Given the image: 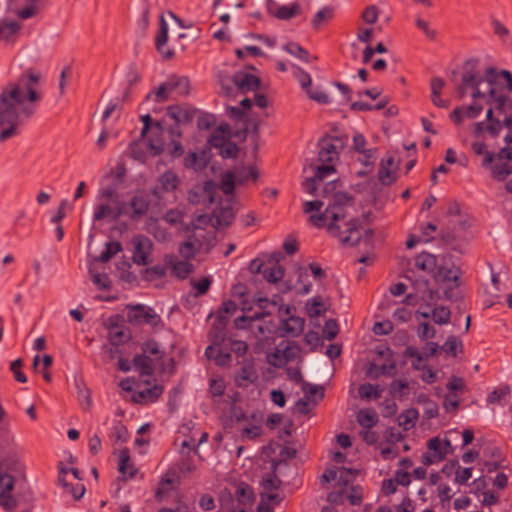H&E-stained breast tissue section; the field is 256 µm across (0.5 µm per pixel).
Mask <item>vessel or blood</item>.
Masks as SVG:
<instances>
[{"label": "vessel or blood", "instance_id": "b4317fda", "mask_svg": "<svg viewBox=\"0 0 512 512\" xmlns=\"http://www.w3.org/2000/svg\"><path fill=\"white\" fill-rule=\"evenodd\" d=\"M308 6V0H207L201 13L161 14L154 49L160 56L178 58L196 42L209 41L237 51L250 27L269 19L298 20Z\"/></svg>", "mask_w": 512, "mask_h": 512}]
</instances>
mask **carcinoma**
<instances>
[{
    "label": "carcinoma",
    "mask_w": 512,
    "mask_h": 512,
    "mask_svg": "<svg viewBox=\"0 0 512 512\" xmlns=\"http://www.w3.org/2000/svg\"><path fill=\"white\" fill-rule=\"evenodd\" d=\"M44 0H0V42L29 29ZM455 111L470 149L495 184L512 222V71L481 59L453 72ZM41 99L29 74L0 87V140L17 115ZM126 145L98 191L86 268L109 293L180 285L185 300L206 292V255L224 242L250 179L260 137L251 109L270 105L261 72L244 66L222 85L221 108L190 106L170 94ZM192 152L159 148L174 130ZM402 158L343 127L311 150L301 186L307 223L362 254L377 232L380 204L397 183ZM128 190L120 192L115 183ZM462 212L425 219L366 329L349 415L332 438L318 476L315 512H512L502 496L512 457L462 411L470 384L460 368L468 322ZM112 358V386L133 407L159 404L181 367L177 324L147 302L110 309L99 328ZM203 359L215 413L212 438L183 433L176 455L151 488L152 512H281L303 455L305 422L324 398L343 353V336L325 270L296 239L260 252L213 298ZM224 447V478L203 477L212 445ZM0 512H30L32 489L16 451L0 443Z\"/></svg>",
    "instance_id": "1"
}]
</instances>
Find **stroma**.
<instances>
[{
	"mask_svg": "<svg viewBox=\"0 0 512 512\" xmlns=\"http://www.w3.org/2000/svg\"><path fill=\"white\" fill-rule=\"evenodd\" d=\"M204 2L47 0L28 30L0 46V84L34 74L42 86L17 133L0 141V426L34 486L32 512H148L150 489L182 431L215 432L200 361L213 295L289 236L325 269L344 337L282 504L283 512H313L366 328L417 224L453 204L470 223L464 414L512 453V223L454 114L453 81L469 59L512 70V0H312L299 23L257 24L244 52L203 45L188 57H155L157 14L199 12ZM368 44L380 51L367 60ZM250 64L271 104L239 220L203 263L211 288L190 307L178 285L106 300L87 276L85 253L108 167L159 106L160 91L176 84L182 102L216 108L220 76ZM334 125L403 159L363 257L313 229L302 206L303 167ZM127 298L172 313L184 347L162 403L146 411L113 389L98 338L101 316ZM123 448L132 465L122 471Z\"/></svg>",
	"mask_w": 512,
	"mask_h": 512,
	"instance_id": "35a3bbf8",
	"label": "stroma"
}]
</instances>
